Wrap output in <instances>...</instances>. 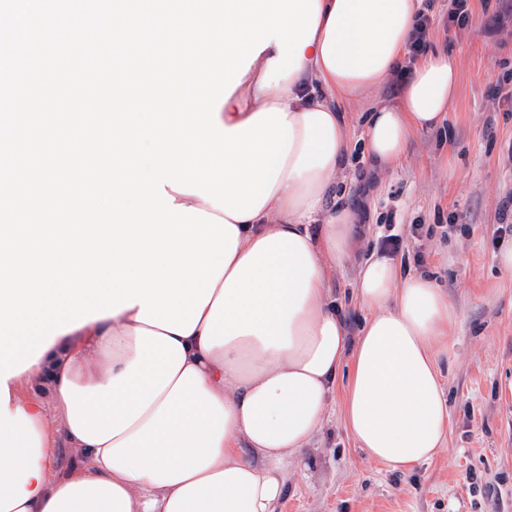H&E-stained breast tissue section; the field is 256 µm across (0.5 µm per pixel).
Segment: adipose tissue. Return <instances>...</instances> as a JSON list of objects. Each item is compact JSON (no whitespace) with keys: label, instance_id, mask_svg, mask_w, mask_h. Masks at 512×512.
<instances>
[{"label":"adipose tissue","instance_id":"1","mask_svg":"<svg viewBox=\"0 0 512 512\" xmlns=\"http://www.w3.org/2000/svg\"><path fill=\"white\" fill-rule=\"evenodd\" d=\"M317 31L297 70L266 87L268 44L223 103L226 128L283 110L293 144L255 215L236 220L238 245L189 336L137 321L138 307L56 335L32 366L6 380L9 412L32 422L42 454L14 512H276L290 462L301 461L334 398L364 459L405 471L444 447L449 409L437 352L452 322L430 279L371 255L355 298L367 316L349 338L328 273L348 259L356 216L327 205L345 168L353 95L401 75L376 103L364 148L383 169L413 135L450 119L455 56L410 59L420 0H319ZM38 381L50 401L27 402ZM64 435L80 459L51 472Z\"/></svg>","mask_w":512,"mask_h":512}]
</instances>
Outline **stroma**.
Segmentation results:
<instances>
[{
	"mask_svg": "<svg viewBox=\"0 0 512 512\" xmlns=\"http://www.w3.org/2000/svg\"><path fill=\"white\" fill-rule=\"evenodd\" d=\"M466 29H448L446 0H430V41L453 52L460 73L450 123L412 137L407 159L379 171L362 147L364 114L395 99L392 77L349 106L352 148L330 202L362 215L351 257L333 270L330 295L349 335L365 316L353 286L389 234L403 272L430 277L453 322L439 357L451 425L445 448L410 472L364 460L333 408L311 444L307 469L289 470L280 512H512V0H469Z\"/></svg>",
	"mask_w": 512,
	"mask_h": 512,
	"instance_id": "1",
	"label": "stroma"
}]
</instances>
